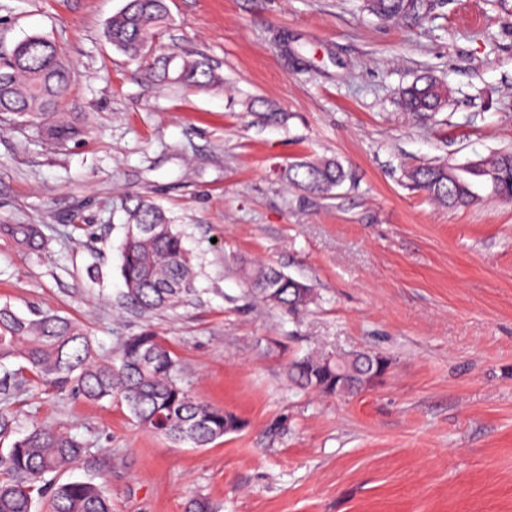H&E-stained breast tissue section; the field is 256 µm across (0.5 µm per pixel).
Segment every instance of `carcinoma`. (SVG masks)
Segmentation results:
<instances>
[{"label": "carcinoma", "mask_w": 512, "mask_h": 512, "mask_svg": "<svg viewBox=\"0 0 512 512\" xmlns=\"http://www.w3.org/2000/svg\"><path fill=\"white\" fill-rule=\"evenodd\" d=\"M365 8L384 21H403L419 27L430 11L425 0L413 7L407 0H364ZM167 0H126L105 28L106 41L129 59L145 62L144 78L160 85L204 89L224 83L223 75L202 55L154 53L156 39L170 25ZM71 83V69L61 48L44 34L18 42L0 53V112L34 124L41 136L62 145L77 133L76 126L59 118ZM447 92L432 78L415 82L401 93L404 111L425 115L439 111ZM410 186L433 201L465 207L478 197V187L512 196V152L502 151L466 167L426 165L406 172ZM346 178L335 161L299 160L290 165V181L310 194L324 196ZM134 232L125 234L120 273L128 305L148 315L176 309L198 293L197 275L184 237L164 210L140 200L128 210ZM13 232L36 244L42 233L36 224H17ZM248 295L290 316L315 301L313 288L273 265L244 268ZM379 354L336 355L312 351L293 361L289 378L303 388L329 395H356L378 379ZM19 361L6 372L0 387L17 389L27 382L24 373L60 392L90 401L118 398L136 423L175 442L206 448L244 423L235 414L193 397L178 378L177 360L149 327L126 337L115 353L103 357L93 351L85 328L50 310L20 316L0 306V366ZM85 449L71 435L34 426L0 452V512H35V497L48 499L49 512H112V501L91 480L56 483L49 474L76 467Z\"/></svg>", "instance_id": "obj_1"}]
</instances>
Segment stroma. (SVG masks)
<instances>
[{"label": "stroma", "mask_w": 512, "mask_h": 512, "mask_svg": "<svg viewBox=\"0 0 512 512\" xmlns=\"http://www.w3.org/2000/svg\"><path fill=\"white\" fill-rule=\"evenodd\" d=\"M125 0H0V49L54 36L80 132L62 145L0 114V306L51 309L111 353L150 327L192 395L242 430L206 448L140 428L119 399L28 381L0 392L15 433L52 426L87 452L112 512H512V202L465 208L412 190L411 168L512 148V18L492 0H432L421 29L363 0H168L158 51L208 56L223 86L158 88L104 38ZM429 74L446 106L417 118L399 92ZM299 159L348 174L324 197L288 181ZM160 204L198 294L146 316L123 302L127 210ZM39 225L28 247L12 231ZM315 290L291 318L247 294L243 261ZM390 361L371 389H302L311 350Z\"/></svg>", "instance_id": "1"}]
</instances>
